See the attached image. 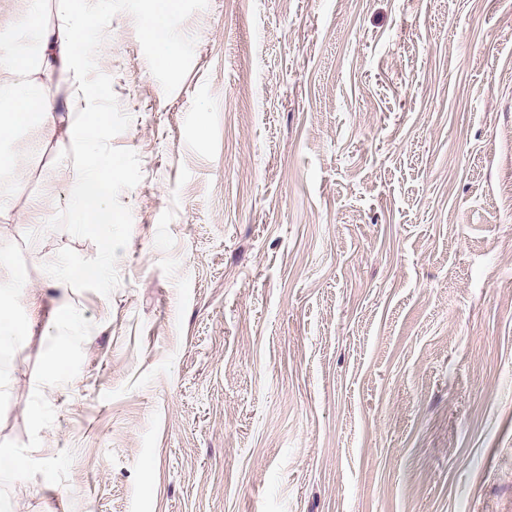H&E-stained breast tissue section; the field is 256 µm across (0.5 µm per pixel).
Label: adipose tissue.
I'll use <instances>...</instances> for the list:
<instances>
[{"label": "adipose tissue", "instance_id": "1", "mask_svg": "<svg viewBox=\"0 0 512 512\" xmlns=\"http://www.w3.org/2000/svg\"><path fill=\"white\" fill-rule=\"evenodd\" d=\"M111 43L112 28L96 0H70L58 10L51 0H0V173L18 186L35 173L31 156L14 155L10 145L38 129L50 165L72 166L69 221L83 228L111 224L112 188L123 178L105 147L112 115L96 105L99 91L83 73L92 48ZM15 283L1 261V345L21 334Z\"/></svg>", "mask_w": 512, "mask_h": 512}]
</instances>
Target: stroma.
I'll return each mask as SVG.
<instances>
[{
  "label": "stroma",
  "mask_w": 512,
  "mask_h": 512,
  "mask_svg": "<svg viewBox=\"0 0 512 512\" xmlns=\"http://www.w3.org/2000/svg\"><path fill=\"white\" fill-rule=\"evenodd\" d=\"M112 0L111 239L0 223L15 512H512V0ZM107 280L52 288L43 263ZM67 362H48L58 352ZM167 2L171 1L158 0L154 9L150 10L142 16L141 22L144 31L147 32L150 36L156 38L161 43V46L163 47V53L161 56L166 61L173 63L179 56V50L177 46L170 42L164 35L160 39L157 38V34L160 32L162 33L161 23L163 15L169 10ZM5 273V275H4ZM16 274L7 262H0V344L11 343L21 334L18 322L14 316V306L20 302V296L15 288Z\"/></svg>",
  "instance_id": "1"
}]
</instances>
